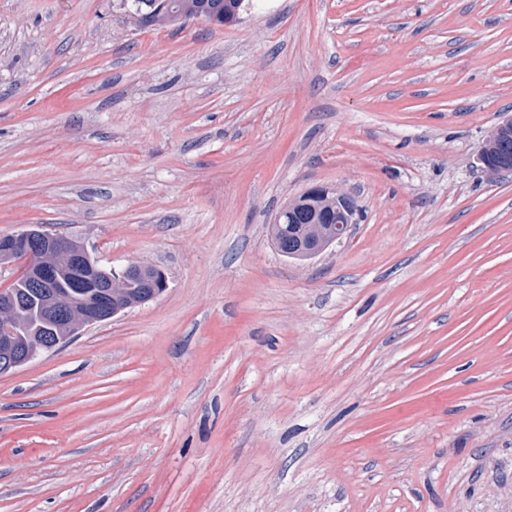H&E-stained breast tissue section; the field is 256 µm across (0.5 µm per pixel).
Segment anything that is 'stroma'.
Instances as JSON below:
<instances>
[{
  "instance_id": "1",
  "label": "stroma",
  "mask_w": 512,
  "mask_h": 512,
  "mask_svg": "<svg viewBox=\"0 0 512 512\" xmlns=\"http://www.w3.org/2000/svg\"><path fill=\"white\" fill-rule=\"evenodd\" d=\"M512 0H0V236L156 301L0 375V512H512ZM313 186L348 239L267 236ZM128 19L138 29H168L202 19L215 26L237 20L244 0H122ZM512 137V116L504 119L491 131L481 153V162L493 175L512 174V155L496 154L494 149L499 140ZM330 189L315 186L306 190L293 201L287 203L280 211V224H269L268 235L270 240L282 256L294 260L309 259L308 250L319 244L327 249L334 243L348 237L352 230L354 220V204L347 195L327 193ZM336 210V224H323L332 221L333 211ZM336 225V226H335ZM336 228V239H335ZM320 247L311 250L312 257L318 255Z\"/></svg>"
}]
</instances>
